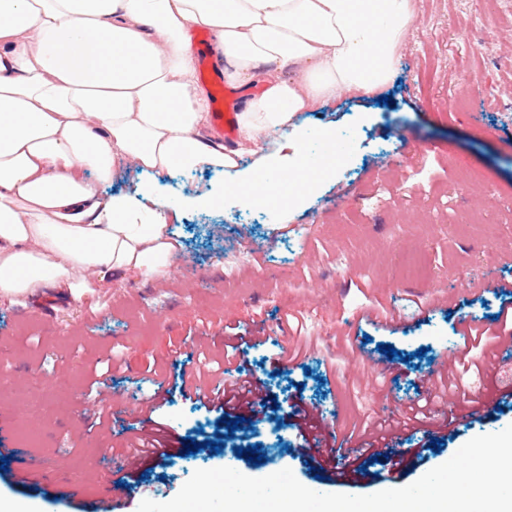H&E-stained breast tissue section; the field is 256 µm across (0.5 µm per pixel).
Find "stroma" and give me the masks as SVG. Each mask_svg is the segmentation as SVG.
Wrapping results in <instances>:
<instances>
[{"instance_id":"1","label":"stroma","mask_w":512,"mask_h":512,"mask_svg":"<svg viewBox=\"0 0 512 512\" xmlns=\"http://www.w3.org/2000/svg\"><path fill=\"white\" fill-rule=\"evenodd\" d=\"M415 5L381 93L389 103L344 96L297 116L333 130L343 147L299 206L243 205L210 168L160 175L155 195L185 202L169 221L179 248L166 277H117L78 299L52 289L0 299V495L34 512H99L120 480L132 489L120 512H137L142 500L172 499L196 470L219 467L253 478L288 468L320 493L348 492V475L368 468L377 481L358 486L365 495L406 486L473 437L512 424V347L488 361L476 349L470 361L483 372L461 377L491 411L439 407L447 425L397 433L383 461L353 446L334 453L330 479H317L313 454H283L284 441L311 426L328 443L400 413L462 346L461 321L484 330L512 307V17L492 19L489 0ZM207 192L216 204L196 205ZM232 332L250 339L236 361L279 406L277 421L252 428L259 466L204 450L217 414L178 388L192 356L223 362ZM114 358L125 368L97 396L90 377ZM297 404L315 423L293 415ZM157 423L175 452L127 472L126 435ZM191 440L201 445L193 455L184 451Z\"/></svg>"}]
</instances>
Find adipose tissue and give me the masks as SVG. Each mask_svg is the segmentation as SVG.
Masks as SVG:
<instances>
[{
    "instance_id": "1",
    "label": "adipose tissue",
    "mask_w": 512,
    "mask_h": 512,
    "mask_svg": "<svg viewBox=\"0 0 512 512\" xmlns=\"http://www.w3.org/2000/svg\"><path fill=\"white\" fill-rule=\"evenodd\" d=\"M414 19L413 0H0V298L166 274L182 201L105 199L88 170L211 166L244 204L300 200L334 160L312 158L295 117L387 84ZM197 29L230 88H258L230 145L205 133Z\"/></svg>"
}]
</instances>
